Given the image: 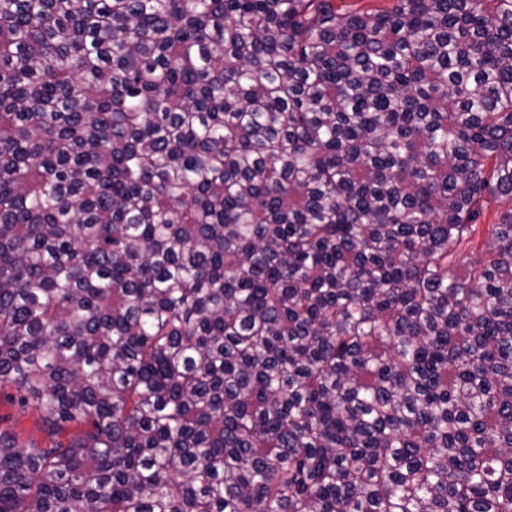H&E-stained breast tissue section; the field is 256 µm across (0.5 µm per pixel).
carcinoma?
<instances>
[{
    "label": "carcinoma",
    "mask_w": 512,
    "mask_h": 512,
    "mask_svg": "<svg viewBox=\"0 0 512 512\" xmlns=\"http://www.w3.org/2000/svg\"><path fill=\"white\" fill-rule=\"evenodd\" d=\"M512 0H0V512H512ZM7 393H13L10 388L0 393V417L7 416L16 424L15 430L20 433V438H37L40 442L43 440V433L38 432L36 428L37 413L33 409L28 412H22L18 406L8 403Z\"/></svg>",
    "instance_id": "1"
}]
</instances>
